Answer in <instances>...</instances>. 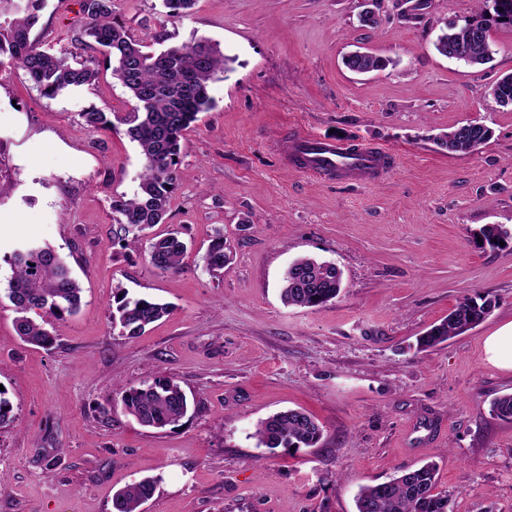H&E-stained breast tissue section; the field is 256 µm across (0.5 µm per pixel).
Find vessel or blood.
I'll return each mask as SVG.
<instances>
[{
  "label": "vessel or blood",
  "mask_w": 512,
  "mask_h": 512,
  "mask_svg": "<svg viewBox=\"0 0 512 512\" xmlns=\"http://www.w3.org/2000/svg\"><path fill=\"white\" fill-rule=\"evenodd\" d=\"M287 157L296 171L345 181L375 180L396 162L393 152L383 147L327 141L298 132L288 139Z\"/></svg>",
  "instance_id": "vessel-or-blood-1"
}]
</instances>
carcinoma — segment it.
I'll return each mask as SVG.
<instances>
[{"instance_id": "cac0c4a2", "label": "carcinoma", "mask_w": 512, "mask_h": 512, "mask_svg": "<svg viewBox=\"0 0 512 512\" xmlns=\"http://www.w3.org/2000/svg\"><path fill=\"white\" fill-rule=\"evenodd\" d=\"M16 0H0V67L20 65L40 91L51 98L92 83L99 75V61L69 49L46 50L31 39L40 20L43 0H26L18 16H12ZM196 0H162L169 17L188 14ZM81 14L79 30L73 38L75 48L100 52L112 76L134 100L133 111L122 119L127 134L139 146L144 165L139 190L131 198L112 200L113 220L121 225L124 237L139 238L141 233L166 223L172 194L179 181L180 141L198 120V115L213 107L209 83L224 72L228 58L207 42L173 44L159 52L145 50L128 29L114 21V0H78ZM494 15L479 16L464 27L442 32L435 50L447 56L452 47L468 65H483L492 56L489 21L512 26V0H498ZM343 63L356 73H367L385 66L368 53L345 56ZM494 101L512 105V75L499 79L490 89ZM83 128L97 132L112 130L108 113L92 107L80 113ZM491 137V130L480 123L463 124L440 138L439 146L454 154H469ZM481 235L491 246L512 238L500 224H488ZM187 249L181 232L172 230L150 240V261L162 272H175ZM9 264L8 300L17 317L15 330L25 343L48 346L52 337L43 316L61 317L76 313L81 305L82 288L65 262L47 246L36 242L18 245L4 256ZM228 262L223 236H218L206 256L209 272L224 269ZM281 299L288 306L317 307L339 296L341 272L336 265L311 257L295 259L284 271ZM116 307L112 322L120 324L134 337L168 314L169 306L155 300L130 299L119 286L113 291ZM492 300L465 298L440 323L417 338V349L436 348L475 327L490 312ZM121 404L142 426L162 429L188 412L189 402L173 380L159 377L143 387L122 392ZM491 411L502 420H512V393L495 397ZM322 427L309 414L289 409L259 421L253 437L257 445L273 452L278 448H312L320 440ZM156 480L144 478L113 496L115 512H139L140 505L152 498ZM450 494L438 489V467L428 462L416 468H403L390 479L360 487L355 496L356 512H450Z\"/></svg>"}]
</instances>
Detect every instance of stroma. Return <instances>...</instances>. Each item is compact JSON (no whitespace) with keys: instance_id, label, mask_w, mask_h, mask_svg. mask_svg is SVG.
<instances>
[{"instance_id":"35a3bbf8","label":"stroma","mask_w":512,"mask_h":512,"mask_svg":"<svg viewBox=\"0 0 512 512\" xmlns=\"http://www.w3.org/2000/svg\"><path fill=\"white\" fill-rule=\"evenodd\" d=\"M197 0L166 16L161 0H115L116 17L158 50L206 39L228 58L209 86L210 111L181 142L167 228L188 243L177 272L150 262L149 242L120 246L110 205L138 188L143 158L119 124L91 133L94 106L122 117L128 91L101 70L89 86L44 96L18 66L0 81V256L51 245L83 288L80 311L51 319L52 345L22 342L0 267V512H114L116 490L157 478L141 512H355L360 486L400 468L439 465L454 512H512V421L491 400L512 372L490 366L483 340L512 321V239L491 246L487 224L512 228V105L489 94L512 74V27L490 29L492 59L441 56L446 25L464 26L478 0ZM77 0H44L32 36L69 43ZM385 69L357 74L345 54ZM492 130L478 150L437 144L457 126ZM299 131L383 146L396 168L375 183L306 177L280 142ZM233 257L220 276L205 256L217 236ZM336 264L340 295L300 308L280 299L297 257ZM170 305L136 338L112 324V291ZM493 307L433 350L416 338L467 297ZM173 380L191 408L162 429L141 426L119 386ZM288 409L322 426L316 447L269 454L258 421ZM343 63L347 69L356 73H367L385 66V62L368 53H354L345 56Z\"/></svg>"}]
</instances>
